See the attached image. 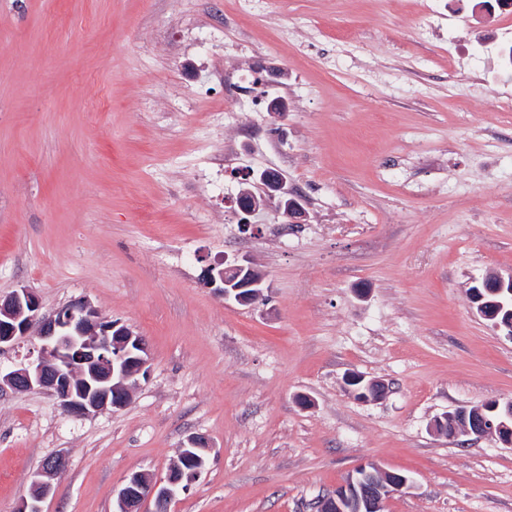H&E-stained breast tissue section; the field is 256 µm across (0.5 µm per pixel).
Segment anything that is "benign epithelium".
Returning <instances> with one entry per match:
<instances>
[{
  "mask_svg": "<svg viewBox=\"0 0 512 512\" xmlns=\"http://www.w3.org/2000/svg\"><path fill=\"white\" fill-rule=\"evenodd\" d=\"M269 198L277 199V207L290 218L305 217L300 204L288 205L291 197L282 178L270 172L260 174ZM266 199L243 193L237 200L238 210L249 216L259 210ZM205 284L226 301L249 304L258 299L264 288V278L256 276L249 264L223 261L206 270ZM512 295V272L495 276L492 295L496 300L474 306L481 318L506 330L512 339V320L496 319L503 309L497 300L502 293ZM38 295L21 287L8 296L0 297V349L13 346L28 336L39 338L38 355L20 367L0 373V393L7 389L17 392L47 391L60 408L78 416H89L108 409H120L128 403L139 379L147 378L149 351L142 337L119 321L103 316L88 300L70 303L51 314L41 312ZM347 390L362 402L384 399L389 387L384 382L351 374L345 379ZM433 430L450 438L467 437L477 441L495 437L512 446V403L487 402L478 411L461 408L433 423ZM209 448L207 439L195 435L179 451L174 470L162 482H153L141 474L125 479L118 492L114 512H136L139 505L150 499L159 506L171 501L182 489L183 481H192L200 469L184 467L180 462L192 459L187 449ZM65 460L60 456L48 459L37 472L34 485L37 493L21 500L16 512H41L40 502L51 492V479L60 475ZM409 478L389 472L369 463L361 465L346 481L320 500V512H385L386 501L408 487Z\"/></svg>",
  "mask_w": 512,
  "mask_h": 512,
  "instance_id": "7a95c632",
  "label": "benign epithelium"
}]
</instances>
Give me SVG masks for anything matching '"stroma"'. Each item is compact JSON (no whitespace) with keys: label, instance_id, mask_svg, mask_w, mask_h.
Returning <instances> with one entry per match:
<instances>
[{"label":"stroma","instance_id":"1","mask_svg":"<svg viewBox=\"0 0 512 512\" xmlns=\"http://www.w3.org/2000/svg\"><path fill=\"white\" fill-rule=\"evenodd\" d=\"M512 5L473 0H0V296L87 300L142 336L127 405L0 394V512H113L207 464L169 512H316L359 465L411 478L385 512H512V446L435 419L512 400V340L473 280L512 271ZM287 109L268 112L269 100ZM283 175L306 211L241 217ZM267 286L224 302L204 271ZM389 384L364 403L347 374ZM311 407H303L302 397ZM255 273L256 269L249 264L227 262L224 258L223 262L207 268L204 281L209 288H215L224 301L246 305L263 293L264 278ZM188 448H204V450L207 451L209 443L207 439L201 435L190 437L187 440V444L181 447L177 461L172 466V468H176L172 473L170 472L169 477L163 482H153L137 473L126 478L118 492L114 512H135L139 505L148 499L155 501L159 506H163L167 502H170L180 489L185 490L182 486L184 479L186 478L187 482L190 483L200 473L201 469L185 468L180 465L179 462H186L187 459H191L192 462L202 465L203 460L193 456L203 455L205 457V453L200 450L193 451V456H191L186 451ZM64 468L65 460L62 457L48 459L36 474L34 485L37 493L29 499H22L16 512H41L40 502L52 492L53 485L50 480L60 475Z\"/></svg>","mask_w":512,"mask_h":512}]
</instances>
